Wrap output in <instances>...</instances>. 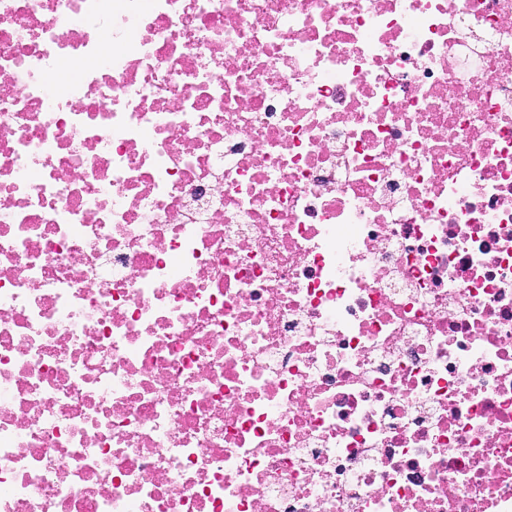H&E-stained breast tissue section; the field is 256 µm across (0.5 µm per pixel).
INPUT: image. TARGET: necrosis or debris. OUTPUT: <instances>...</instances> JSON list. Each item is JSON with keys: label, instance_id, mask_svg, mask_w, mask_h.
I'll return each mask as SVG.
<instances>
[{"label": "necrosis or debris", "instance_id": "4bbe7bcc", "mask_svg": "<svg viewBox=\"0 0 512 512\" xmlns=\"http://www.w3.org/2000/svg\"><path fill=\"white\" fill-rule=\"evenodd\" d=\"M0 512H512V0H0Z\"/></svg>", "mask_w": 512, "mask_h": 512}]
</instances>
